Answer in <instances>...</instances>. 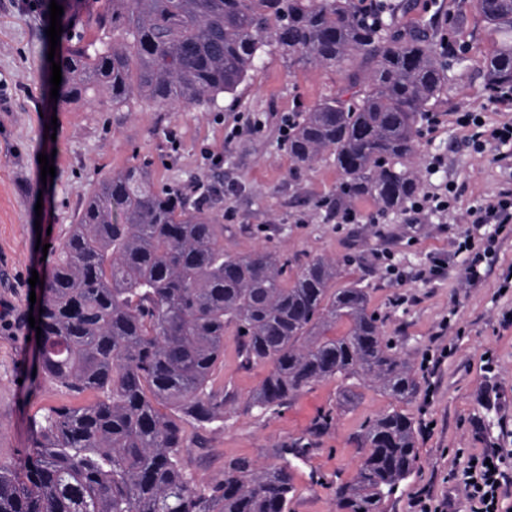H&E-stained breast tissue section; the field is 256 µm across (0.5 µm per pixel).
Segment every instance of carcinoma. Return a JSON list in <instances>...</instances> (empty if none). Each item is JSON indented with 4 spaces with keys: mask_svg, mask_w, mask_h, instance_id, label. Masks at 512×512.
Returning <instances> with one entry per match:
<instances>
[{
    "mask_svg": "<svg viewBox=\"0 0 512 512\" xmlns=\"http://www.w3.org/2000/svg\"><path fill=\"white\" fill-rule=\"evenodd\" d=\"M57 2L68 41L65 99L104 87L112 104L129 108L211 106L251 76L272 42L290 68L343 67L361 56L371 64L364 86L297 113L288 152L303 165L332 152L340 195H370L384 211H404L418 194L404 160L416 151L419 119L462 61L398 26L390 0ZM476 9L503 36L486 64L487 89L511 88L512 0H476ZM285 274L273 250L225 252L224 225L181 191L155 190L146 167L104 177L53 254L31 374L95 400L51 407L33 422L24 460L0 463V512H290L306 445L280 449L272 468L232 458L207 486L182 462L186 426L202 448L201 431L224 421V389L212 384L224 329L235 328L244 364H272L252 396L262 412L322 379H340L346 399L371 378L399 402L418 382L383 340L366 289L335 287L336 263L316 258ZM341 321L347 332L329 335ZM415 433L398 410L368 421L367 453L336 488L346 512H383L415 468Z\"/></svg>",
    "mask_w": 512,
    "mask_h": 512,
    "instance_id": "obj_1",
    "label": "carcinoma"
}]
</instances>
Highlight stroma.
<instances>
[{"instance_id":"obj_1","label":"stroma","mask_w":512,"mask_h":512,"mask_svg":"<svg viewBox=\"0 0 512 512\" xmlns=\"http://www.w3.org/2000/svg\"><path fill=\"white\" fill-rule=\"evenodd\" d=\"M25 2L0 0V463L21 460L32 419L55 406L91 400L29 378V280L46 277L50 269L36 245L58 246L109 172L143 164L159 191L217 187L210 211L224 226L226 252L271 248L294 270L316 257L336 261L337 287L366 288L370 312L420 382L419 394L401 405L370 379L343 403L341 382L332 378L304 389L278 412L263 413L251 398L268 368L243 366L238 339L226 330L224 364L215 374L216 387L224 391V420L205 431L206 452L193 446L183 451L196 480L214 483L225 460L237 456L262 467L279 464V448L308 439L313 450L294 469L291 512H338L336 485L358 469L364 424L398 407L415 422L418 462L384 512H415L421 497L448 503L451 512H471L461 485L469 456L512 448V288L502 286L512 273V225L500 231L487 225L500 246L483 260L479 283L468 282L469 255L456 250L469 229L470 211L512 188V173L498 160L500 147L490 140L483 152L473 151L470 128L456 122L462 110L482 112L490 127L504 117L484 84L495 43L474 0H394L397 20L407 30L442 34L448 15L465 16L452 38L464 48V60L431 106L443 122L421 130L413 156L422 190L446 184L456 189L449 215L427 224L412 223L406 211L381 213L369 196L340 197L331 152L302 165L279 135L282 117L345 95L352 81H364L370 65L363 58L342 68L292 70L272 46L251 77L211 107L159 112L144 103L128 109L113 106L104 92L92 101L54 99L46 35L51 0H39L34 9ZM248 113L260 116L263 127L229 138L238 116ZM42 153L54 157L56 175L47 180L38 161ZM436 155L443 163L433 170L429 162ZM334 207L356 211V222L336 223ZM40 226L45 235H37ZM435 264L441 273L422 277ZM327 413L331 423L318 428Z\"/></svg>"}]
</instances>
